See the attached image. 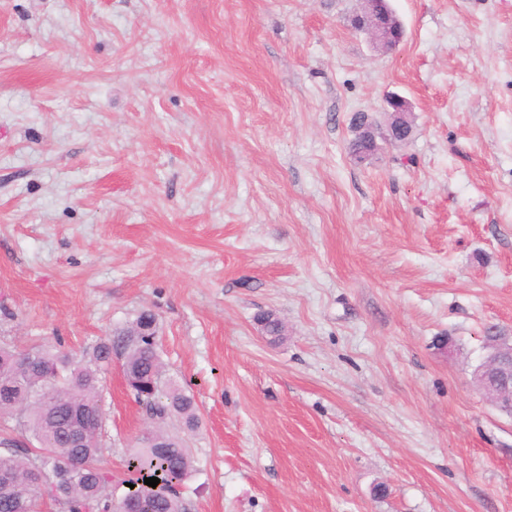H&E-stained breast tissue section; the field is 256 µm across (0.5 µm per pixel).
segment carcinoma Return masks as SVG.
Wrapping results in <instances>:
<instances>
[{
  "mask_svg": "<svg viewBox=\"0 0 512 512\" xmlns=\"http://www.w3.org/2000/svg\"><path fill=\"white\" fill-rule=\"evenodd\" d=\"M141 320L79 357L44 347L0 346V417L10 418L27 440L23 446L15 440L0 443V512H26L39 499L54 502L61 512H191L180 492L194 471L190 448L165 424L175 417L183 431H195L196 405L167 377L156 341L134 335ZM114 355L123 359L126 373L138 377L135 400L153 420V438L160 442L158 448L142 443L128 455L124 482L133 487L120 495L101 465L96 432L81 447H66L71 414H105L100 373ZM48 383L71 411L53 414L34 401ZM150 477L160 479L154 488L144 484Z\"/></svg>",
  "mask_w": 512,
  "mask_h": 512,
  "instance_id": "carcinoma-1",
  "label": "carcinoma"
}]
</instances>
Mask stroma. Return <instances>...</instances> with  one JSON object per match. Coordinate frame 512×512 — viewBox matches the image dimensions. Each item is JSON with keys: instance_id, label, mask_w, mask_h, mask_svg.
<instances>
[{"instance_id": "obj_1", "label": "stroma", "mask_w": 512, "mask_h": 512, "mask_svg": "<svg viewBox=\"0 0 512 512\" xmlns=\"http://www.w3.org/2000/svg\"><path fill=\"white\" fill-rule=\"evenodd\" d=\"M0 0V344L144 310L196 402L193 512H512V0ZM403 142L352 155L355 113ZM279 317L270 340L258 319ZM101 464L146 425L120 360ZM385 0H362L363 8L356 16V28L365 30L385 48L396 47L403 38L400 23L390 13ZM386 112H389L390 123L388 126V132L391 139L395 140L394 133L397 130H408L407 136L401 141L408 138L411 133L409 120L407 118V112L410 111L409 104L407 101L397 94L389 95L386 98ZM482 366L474 374L479 391L500 410L512 415V345L486 343Z\"/></svg>"}]
</instances>
